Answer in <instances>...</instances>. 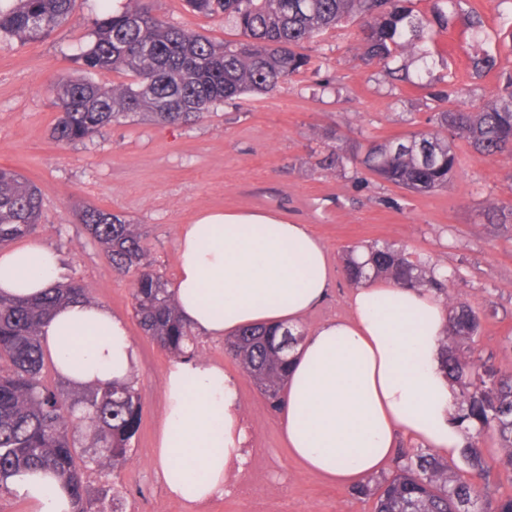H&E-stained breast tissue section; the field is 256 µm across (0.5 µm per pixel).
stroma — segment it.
Here are the masks:
<instances>
[{"label":"stroma","instance_id":"stroma-1","mask_svg":"<svg viewBox=\"0 0 512 512\" xmlns=\"http://www.w3.org/2000/svg\"><path fill=\"white\" fill-rule=\"evenodd\" d=\"M468 4L488 20L485 41L475 42L461 18L434 29L429 67L433 88L453 83L464 100L478 102L496 91L498 79L472 77L467 59L485 49L502 54L512 70V5ZM97 12L98 0H77L72 21L49 37L0 43V168L19 172L42 191L40 220L25 241L55 250L63 274L85 285L92 302L124 317L137 352L132 381L142 414L129 460L112 476L90 471V491L113 480L126 512H373L372 501L290 455L278 413L225 354L223 340L202 335L197 360L223 366L237 383L249 471L236 496L185 505L167 495L153 453L171 356L138 325L132 275L113 268L75 212L90 204L141 224L148 261L169 280L176 274L178 233L201 213L265 211L307 225L328 252L332 284L304 320L306 330L350 313L344 249L376 241L402 245L448 271L455 293L484 313L473 357L493 358L512 372V224H489L482 215L491 200L512 206V158L480 160L463 151L448 189L432 194L410 193L350 166L323 168L320 161L335 142L426 131L438 110L431 88L389 85L380 65L360 60L353 24L306 44L303 51L317 59L319 70L293 76L273 92L217 105L189 125L126 119L92 140L60 144L51 136L58 110L43 85L52 77L79 75L77 57ZM153 12L216 40L238 37L183 0H154Z\"/></svg>","mask_w":512,"mask_h":512}]
</instances>
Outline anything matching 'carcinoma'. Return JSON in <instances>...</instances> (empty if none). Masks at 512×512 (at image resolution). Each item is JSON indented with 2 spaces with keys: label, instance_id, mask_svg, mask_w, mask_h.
Returning a JSON list of instances; mask_svg holds the SVG:
<instances>
[{
  "label": "carcinoma",
  "instance_id": "obj_1",
  "mask_svg": "<svg viewBox=\"0 0 512 512\" xmlns=\"http://www.w3.org/2000/svg\"><path fill=\"white\" fill-rule=\"evenodd\" d=\"M91 41L80 54L83 74L55 78L44 87L60 109L52 130L62 143L82 142L108 125L140 116L167 124L205 118L226 100L271 92L314 65L298 51L330 28L354 23L358 55L382 65L389 82L423 79L430 52L425 36L432 25L448 28L457 14L476 36L483 17L464 10V0H436L432 18L417 8L419 0H187L196 12L222 18L242 36L215 41L167 24L152 12V0H98ZM76 0H0V41L39 40L73 14ZM406 56L421 62L393 67ZM473 75L496 72L504 89L462 109L457 91L440 95L448 108L434 113L433 130L400 137L352 141L324 160L329 168L355 164L381 180L416 194L448 188L461 158L457 142L480 158L512 157V72L499 56L477 52L468 59ZM100 70L131 77L103 86L89 74ZM489 224H512V207L491 204ZM41 215V192L18 173L0 168V247L28 235ZM78 221L107 253L119 272L133 274L135 317L143 332L175 358L189 357L191 328L181 319L169 282L147 261L140 225L92 205ZM343 271L351 285L374 277L396 285L426 288L452 299L449 279L420 256L393 244L374 243L361 255L348 249ZM89 300L83 284L70 280L36 299L0 297V489L23 471L53 473L69 489L75 512H95L100 499L112 498V512H125L123 497L104 485L92 497L85 472L94 467L122 468L137 434L142 405L132 382L106 383L72 392L44 383L41 329L59 306ZM481 319L464 301L450 304L444 341V367L457 395L454 419L472 432L460 450L461 466H450L426 448H404L392 474L366 483L353 494L374 500V512H512V374L491 359H472L471 345ZM301 335L264 327L242 330L225 339L227 353L278 407L288 368V350ZM85 431L87 453L77 452L75 433ZM491 434L501 452L493 463L479 444Z\"/></svg>",
  "mask_w": 512,
  "mask_h": 512
}]
</instances>
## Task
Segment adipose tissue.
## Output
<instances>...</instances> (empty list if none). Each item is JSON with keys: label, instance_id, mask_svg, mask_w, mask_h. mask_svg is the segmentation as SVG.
I'll return each instance as SVG.
<instances>
[{"label": "adipose tissue", "instance_id": "ef3b65f1", "mask_svg": "<svg viewBox=\"0 0 512 512\" xmlns=\"http://www.w3.org/2000/svg\"><path fill=\"white\" fill-rule=\"evenodd\" d=\"M170 288L182 319L213 337L253 325L298 328L325 298V247L306 225L264 212H219L183 225ZM59 281L56 253L0 249V294L38 298ZM348 317L305 333L290 354L280 425L291 454L336 485L384 472L405 432L454 457L466 439L451 418L455 391L443 367L448 311L423 288L364 281ZM41 343L58 374L78 385L125 382L136 349L127 321L93 302L57 308ZM164 423L154 464L168 495L186 504L223 496L247 461L236 382L222 366L175 361L163 379ZM10 484L28 512H73L64 483L23 473Z\"/></svg>", "mask_w": 512, "mask_h": 512}]
</instances>
